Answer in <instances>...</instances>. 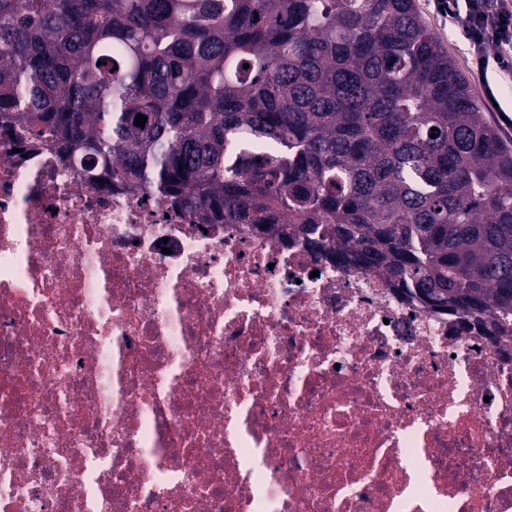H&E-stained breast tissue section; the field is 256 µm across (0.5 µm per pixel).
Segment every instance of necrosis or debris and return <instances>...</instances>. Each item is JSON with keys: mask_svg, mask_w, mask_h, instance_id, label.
<instances>
[{"mask_svg": "<svg viewBox=\"0 0 512 512\" xmlns=\"http://www.w3.org/2000/svg\"><path fill=\"white\" fill-rule=\"evenodd\" d=\"M0 512H512V340L0 117Z\"/></svg>", "mask_w": 512, "mask_h": 512, "instance_id": "4bbe7bcc", "label": "necrosis or debris"}]
</instances>
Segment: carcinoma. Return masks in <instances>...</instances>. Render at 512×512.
Here are the masks:
<instances>
[{
    "instance_id": "obj_1",
    "label": "carcinoma",
    "mask_w": 512,
    "mask_h": 512,
    "mask_svg": "<svg viewBox=\"0 0 512 512\" xmlns=\"http://www.w3.org/2000/svg\"><path fill=\"white\" fill-rule=\"evenodd\" d=\"M0 110L512 338V150L413 0H0Z\"/></svg>"
}]
</instances>
